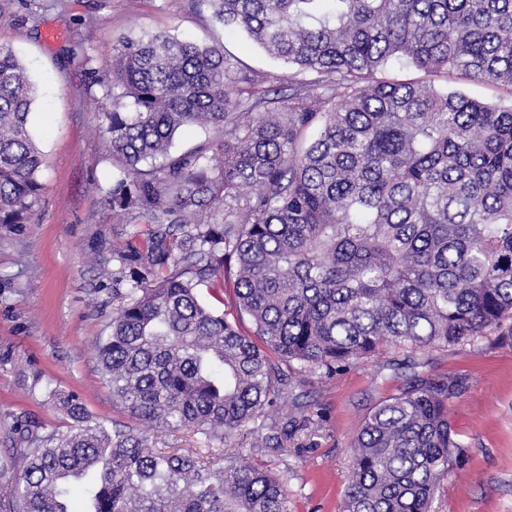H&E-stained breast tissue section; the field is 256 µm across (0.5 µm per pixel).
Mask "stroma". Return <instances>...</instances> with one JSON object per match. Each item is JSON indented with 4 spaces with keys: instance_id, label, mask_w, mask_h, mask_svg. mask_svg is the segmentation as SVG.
I'll list each match as a JSON object with an SVG mask.
<instances>
[{
    "instance_id": "35a3bbf8",
    "label": "stroma",
    "mask_w": 512,
    "mask_h": 512,
    "mask_svg": "<svg viewBox=\"0 0 512 512\" xmlns=\"http://www.w3.org/2000/svg\"><path fill=\"white\" fill-rule=\"evenodd\" d=\"M29 2L0 6V48L12 49L38 85L31 126L46 161L33 223L0 224V461L8 478L23 469L26 425L60 432L72 425L48 390L79 395L94 421L126 419L96 355L112 321L110 259L122 226L98 204L112 184L100 133L112 101L90 70L107 71L118 35L166 31L284 72L192 0H45L42 10ZM415 370L462 385L448 404L461 447L431 512H512V345L492 330L445 349L390 347L329 377L296 374L279 410L285 448L261 455L287 479L289 512H339L362 419Z\"/></svg>"
}]
</instances>
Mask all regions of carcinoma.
<instances>
[{
	"label": "carcinoma",
	"mask_w": 512,
	"mask_h": 512,
	"mask_svg": "<svg viewBox=\"0 0 512 512\" xmlns=\"http://www.w3.org/2000/svg\"><path fill=\"white\" fill-rule=\"evenodd\" d=\"M214 18L280 60L276 76L223 45L123 35L104 149L118 176L101 204L125 224L100 371L135 425L74 421L40 436L0 512H288L269 465L154 450L150 430L283 448L275 411L293 364L329 376L388 347L512 341V105L384 75L393 59L437 78L512 88V0H206ZM36 84L0 50V224L32 223L45 158ZM211 137L176 153L177 134ZM234 263L236 314L203 303ZM247 315L253 335L242 332ZM459 381L413 375L363 419L342 512H428L461 447Z\"/></svg>",
	"instance_id": "cac0c4a2"
}]
</instances>
